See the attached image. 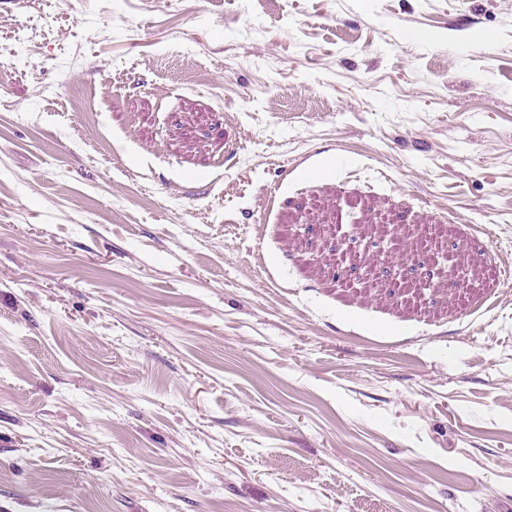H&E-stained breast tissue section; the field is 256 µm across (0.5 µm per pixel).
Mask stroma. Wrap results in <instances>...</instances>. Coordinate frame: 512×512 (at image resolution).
<instances>
[{"instance_id":"stroma-1","label":"stroma","mask_w":512,"mask_h":512,"mask_svg":"<svg viewBox=\"0 0 512 512\" xmlns=\"http://www.w3.org/2000/svg\"><path fill=\"white\" fill-rule=\"evenodd\" d=\"M0 61V512H512V0H0Z\"/></svg>"}]
</instances>
